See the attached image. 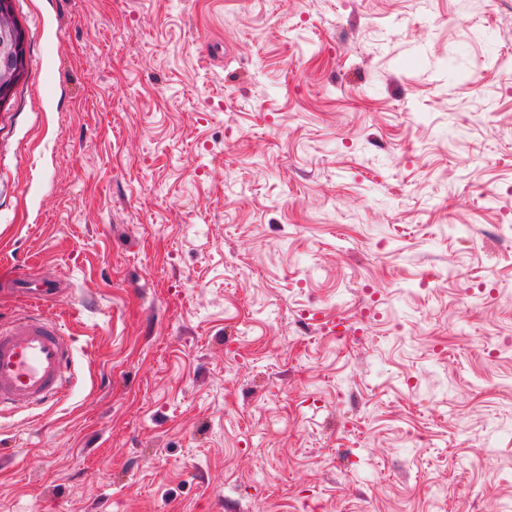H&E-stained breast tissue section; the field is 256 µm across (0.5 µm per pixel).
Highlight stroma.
Segmentation results:
<instances>
[{"label":"stroma","mask_w":512,"mask_h":512,"mask_svg":"<svg viewBox=\"0 0 512 512\" xmlns=\"http://www.w3.org/2000/svg\"><path fill=\"white\" fill-rule=\"evenodd\" d=\"M0 319L75 346L0 512L512 507V0H12Z\"/></svg>","instance_id":"obj_1"}]
</instances>
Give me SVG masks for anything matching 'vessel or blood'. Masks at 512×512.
I'll list each match as a JSON object with an SVG mask.
<instances>
[{
	"label": "vessel or blood",
	"mask_w": 512,
	"mask_h": 512,
	"mask_svg": "<svg viewBox=\"0 0 512 512\" xmlns=\"http://www.w3.org/2000/svg\"><path fill=\"white\" fill-rule=\"evenodd\" d=\"M15 282L26 312L0 324V414L56 403L68 389L74 365L70 337L58 322L40 313L58 296V288L31 287L24 274Z\"/></svg>",
	"instance_id": "b4317fda"
}]
</instances>
